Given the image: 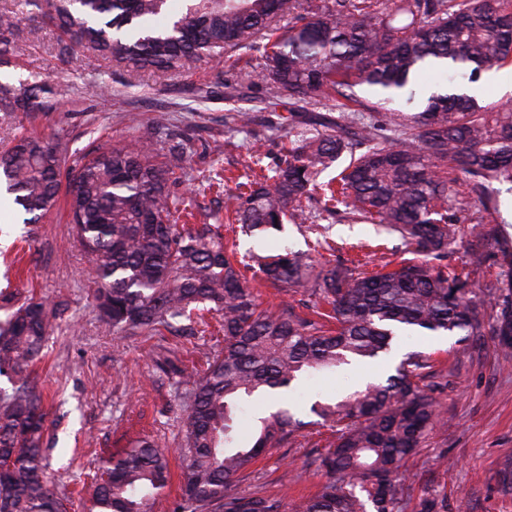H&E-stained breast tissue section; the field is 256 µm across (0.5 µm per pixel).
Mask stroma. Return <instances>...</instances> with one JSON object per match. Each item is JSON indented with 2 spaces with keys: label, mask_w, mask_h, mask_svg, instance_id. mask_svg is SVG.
<instances>
[{
  "label": "stroma",
  "mask_w": 512,
  "mask_h": 512,
  "mask_svg": "<svg viewBox=\"0 0 512 512\" xmlns=\"http://www.w3.org/2000/svg\"><path fill=\"white\" fill-rule=\"evenodd\" d=\"M19 11L20 58L0 65V81L47 80L56 106L28 124L32 134L63 133L69 143L67 167L104 141L152 140L158 156L182 149L183 167L169 185L179 209L192 211L198 224L220 223L226 244L238 253L270 254L265 239L223 223L226 187H212L216 174L270 173L286 155L292 125L318 115L337 116L333 102L316 99L299 105L277 96L257 77L259 48L199 64L191 77L158 71L133 72L100 57L61 64L57 32L27 0H0V9ZM223 75L220 95L204 91ZM307 220L285 223L280 245L308 253L312 264L359 260L368 269L412 258L399 236L344 213L330 216L319 201L306 202ZM442 269L469 275L476 284L478 336L461 340L404 333L390 355L304 377L288 393L298 412L316 399H333L368 381H381L393 363L411 351L425 352L439 410L448 425L430 433L406 463L407 508L418 512L422 499L436 500L439 512H512V351H502L492 334L500 285L512 272L494 249L473 264L464 242L448 248ZM244 275L259 300L275 307L288 303L311 312L314 296L284 295L259 272ZM88 260L74 241L64 204L39 224H24L0 202V321L4 296L36 297L58 313L55 328L35 365L43 393L46 438L52 449L49 470L58 492L85 512L93 477L104 461L147 437L161 447H180L191 403L189 386L163 364V356H191L196 366L220 351L224 337L204 335L186 341L173 332L146 336L112 333L100 321L88 282ZM336 438L331 423L308 426L280 448H269L236 484L237 494L280 499L290 512L296 499L314 495L324 481L318 457Z\"/></svg>",
  "instance_id": "obj_1"
}]
</instances>
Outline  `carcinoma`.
<instances>
[{
    "mask_svg": "<svg viewBox=\"0 0 512 512\" xmlns=\"http://www.w3.org/2000/svg\"><path fill=\"white\" fill-rule=\"evenodd\" d=\"M169 0H41L60 35L59 56L94 55L132 71L189 75L206 58L263 39L258 76L294 102H336V127L289 132L283 163L271 176L234 179L229 209L241 231L268 234L319 196L329 215L344 206L381 224L413 247L417 260L367 274L344 264L312 274L305 256L227 253L218 228H177L168 182L183 152L157 161L151 142L101 144L68 173V206L76 241L91 263L101 322L157 335L180 323L187 339L208 331L203 312L220 318L224 350L188 375L180 500L173 512H278L263 496L242 497L234 483L267 448L308 426L280 402L302 376L389 352L403 332L478 335L475 292L467 278L432 261L460 232V189L478 205L468 251L480 263L494 245L496 186L512 190V108L463 92L481 74L512 64V0H185L168 25L156 19ZM18 12L0 14V59L21 56ZM364 85L377 98L360 99ZM54 106L41 84L0 82V110L26 116ZM68 150L64 138L22 134L0 152V182L25 224L56 205ZM349 156L336 182L321 174ZM257 263L280 292L303 289L328 309L323 321L284 306L262 307L241 269ZM495 335L512 348V278ZM44 299L11 308L0 324V376L12 384L0 398V512H66L44 466L46 412L33 367L52 331ZM428 357L411 352L383 382H367L309 413L336 423V442L318 458L325 481L294 512H404V464L435 428L447 425L431 385ZM254 406L243 444L240 418ZM170 481L169 450L141 440L109 458L90 512H150Z\"/></svg>",
    "mask_w": 512,
    "mask_h": 512,
    "instance_id": "carcinoma-1",
    "label": "carcinoma"
}]
</instances>
